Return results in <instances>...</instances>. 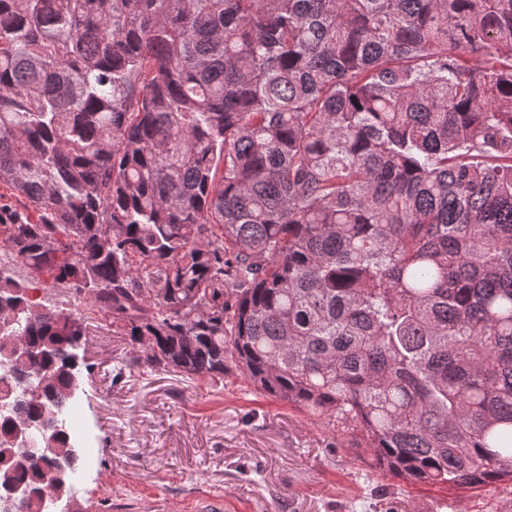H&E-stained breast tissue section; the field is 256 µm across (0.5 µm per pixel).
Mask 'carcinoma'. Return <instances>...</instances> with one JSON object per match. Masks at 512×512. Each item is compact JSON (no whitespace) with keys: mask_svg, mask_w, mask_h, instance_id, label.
<instances>
[{"mask_svg":"<svg viewBox=\"0 0 512 512\" xmlns=\"http://www.w3.org/2000/svg\"><path fill=\"white\" fill-rule=\"evenodd\" d=\"M0 251L133 366L242 379L378 472L512 504V0H0ZM0 270V398L81 311ZM52 374L54 396L16 378ZM0 417V485L46 512ZM33 286L38 288L37 293L40 296L39 302L42 304L32 308L31 320H43L53 316L55 314V307H58L59 309L73 308V306L70 305H73L72 295L62 292L58 288L52 287L50 282H40L39 284H33Z\"/></svg>","mask_w":512,"mask_h":512,"instance_id":"carcinoma-1","label":"carcinoma"}]
</instances>
